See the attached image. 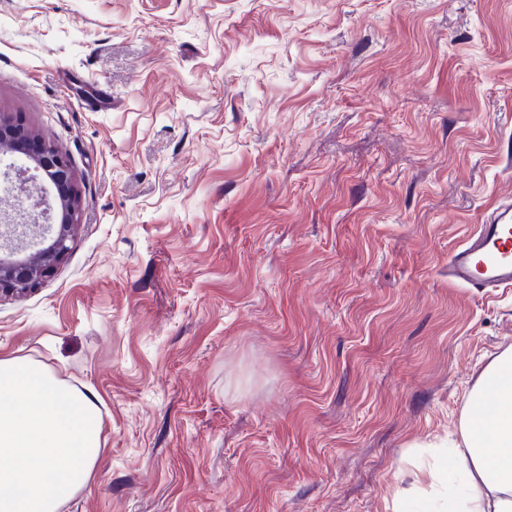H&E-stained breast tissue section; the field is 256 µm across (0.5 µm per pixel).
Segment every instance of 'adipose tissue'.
<instances>
[{
	"label": "adipose tissue",
	"instance_id": "obj_1",
	"mask_svg": "<svg viewBox=\"0 0 512 512\" xmlns=\"http://www.w3.org/2000/svg\"><path fill=\"white\" fill-rule=\"evenodd\" d=\"M487 403L493 415L484 412ZM469 405L462 446L445 461L455 475L445 490L447 512H512V352L485 370Z\"/></svg>",
	"mask_w": 512,
	"mask_h": 512
}]
</instances>
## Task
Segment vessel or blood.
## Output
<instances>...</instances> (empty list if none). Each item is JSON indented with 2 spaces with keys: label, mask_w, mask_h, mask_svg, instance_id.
I'll list each match as a JSON object with an SVG mask.
<instances>
[{
  "label": "vessel or blood",
  "mask_w": 512,
  "mask_h": 512,
  "mask_svg": "<svg viewBox=\"0 0 512 512\" xmlns=\"http://www.w3.org/2000/svg\"><path fill=\"white\" fill-rule=\"evenodd\" d=\"M448 281L483 293L512 288V200L496 205L452 251Z\"/></svg>",
  "instance_id": "vessel-or-blood-1"
}]
</instances>
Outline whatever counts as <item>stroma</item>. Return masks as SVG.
I'll list each match as a JSON object with an SVG mask.
<instances>
[{
    "label": "stroma",
    "mask_w": 512,
    "mask_h": 512,
    "mask_svg": "<svg viewBox=\"0 0 512 512\" xmlns=\"http://www.w3.org/2000/svg\"><path fill=\"white\" fill-rule=\"evenodd\" d=\"M0 116L81 197L0 358L95 393L59 512H437L512 352V289L448 284L512 197V0H0Z\"/></svg>",
    "instance_id": "35a3bbf8"
}]
</instances>
